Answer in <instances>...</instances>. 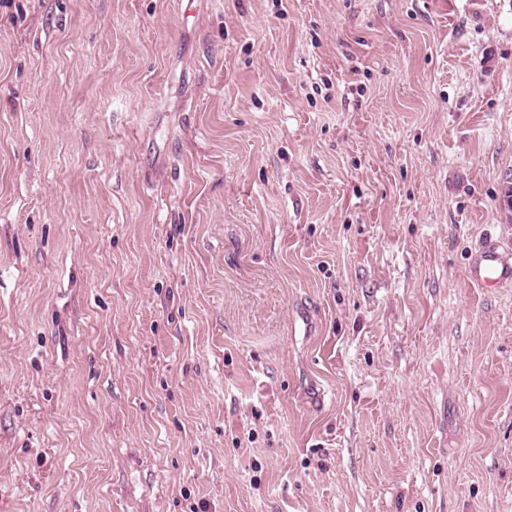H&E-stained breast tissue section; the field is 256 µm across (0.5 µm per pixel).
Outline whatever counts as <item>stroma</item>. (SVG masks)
Listing matches in <instances>:
<instances>
[{
  "label": "stroma",
  "mask_w": 512,
  "mask_h": 512,
  "mask_svg": "<svg viewBox=\"0 0 512 512\" xmlns=\"http://www.w3.org/2000/svg\"><path fill=\"white\" fill-rule=\"evenodd\" d=\"M512 0H0V512H512ZM466 275L471 283L480 288H499L512 282V261L500 242L489 237L471 255Z\"/></svg>",
  "instance_id": "1"
}]
</instances>
